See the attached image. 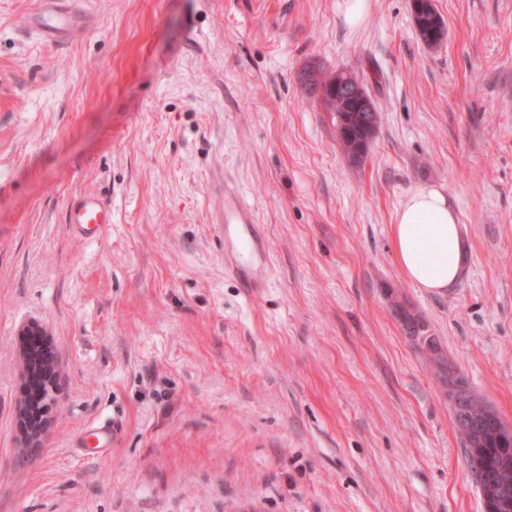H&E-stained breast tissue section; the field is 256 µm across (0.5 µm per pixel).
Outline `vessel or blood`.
Listing matches in <instances>:
<instances>
[{"mask_svg":"<svg viewBox=\"0 0 512 512\" xmlns=\"http://www.w3.org/2000/svg\"><path fill=\"white\" fill-rule=\"evenodd\" d=\"M62 0H39L35 32L42 38L55 40L68 34L74 26V15L80 8L71 0L68 9H61ZM66 221L92 235L112 221V209L105 200L85 194L67 208ZM256 216L232 185L224 187V212L215 231L225 241L224 270L234 276L242 287L263 286L268 272V252L256 229Z\"/></svg>","mask_w":512,"mask_h":512,"instance_id":"obj_1","label":"vessel or blood"}]
</instances>
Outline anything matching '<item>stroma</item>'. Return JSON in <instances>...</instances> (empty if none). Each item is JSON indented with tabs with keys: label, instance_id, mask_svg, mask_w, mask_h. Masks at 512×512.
<instances>
[{
	"label": "stroma",
	"instance_id": "1",
	"mask_svg": "<svg viewBox=\"0 0 512 512\" xmlns=\"http://www.w3.org/2000/svg\"><path fill=\"white\" fill-rule=\"evenodd\" d=\"M83 0L61 42L0 0V512H483L448 398L393 301L512 425V0ZM346 71L380 123L351 165L304 74ZM253 209L264 288L224 272V186ZM453 200L467 271L408 283L392 226ZM112 206L93 241L65 222ZM42 325L58 403L16 409L18 329ZM123 431L78 448L89 425ZM427 3L421 1L416 5V10L413 14L414 26L419 35V38L428 46H438L436 38L433 36L434 23L433 16L430 11L426 10ZM110 204L93 194H84L67 208L66 223L81 229L89 236L95 234L103 224H111ZM118 430L119 423L112 418V420H102L90 425L86 434L94 436L99 446L107 447L115 441Z\"/></svg>",
	"mask_w": 512,
	"mask_h": 512
}]
</instances>
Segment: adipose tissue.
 <instances>
[{
    "mask_svg": "<svg viewBox=\"0 0 512 512\" xmlns=\"http://www.w3.org/2000/svg\"><path fill=\"white\" fill-rule=\"evenodd\" d=\"M392 239L399 270L415 287L445 293L462 279L463 230L454 205L442 189L417 186L397 213Z\"/></svg>",
    "mask_w": 512,
    "mask_h": 512,
    "instance_id": "1",
    "label": "adipose tissue"
}]
</instances>
